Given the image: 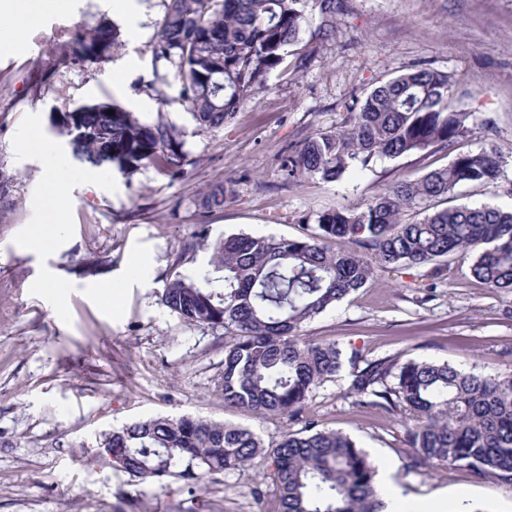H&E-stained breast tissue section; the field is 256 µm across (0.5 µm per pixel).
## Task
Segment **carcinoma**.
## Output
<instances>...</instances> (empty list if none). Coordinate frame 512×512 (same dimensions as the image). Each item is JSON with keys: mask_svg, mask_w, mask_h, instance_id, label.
<instances>
[{"mask_svg": "<svg viewBox=\"0 0 512 512\" xmlns=\"http://www.w3.org/2000/svg\"><path fill=\"white\" fill-rule=\"evenodd\" d=\"M302 0H165L155 60L171 65L182 101L198 128L229 122L243 100L265 88L302 28ZM114 26L72 38L73 58L92 64L118 44ZM446 72L414 69L357 99L339 126L320 130L288 153V181L319 176L337 181L377 159L440 151L448 165L402 179L357 208L319 213L296 238L226 235L209 245L224 273L219 288L177 275L160 302L193 325L224 328V404L257 417L304 421L267 448L251 430L202 418L158 417L106 433L103 455L142 481L177 477L198 483L226 470L267 461L277 512H382L377 471L346 435L305 418L309 393L345 369V395L405 418V467L444 465L474 477L512 482V377L479 375L447 363L394 357L367 359L334 341L300 335L304 323L365 287L377 271L418 269L457 251L474 254L472 273L486 287L512 290V208L446 206L470 184L497 188L502 152L494 141L479 151L457 144L491 120L451 109ZM114 114L109 115L107 111ZM55 126L74 155L132 175L146 165L176 174L186 163L175 128L142 122L116 102L58 114ZM13 177L0 168V214L14 205ZM228 186L211 188L202 205L224 207ZM419 213L422 218L409 220ZM344 240L346 250L331 242Z\"/></svg>", "mask_w": 512, "mask_h": 512, "instance_id": "carcinoma-1", "label": "carcinoma"}]
</instances>
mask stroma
Instances as JSON below:
<instances>
[{"label": "stroma", "mask_w": 512, "mask_h": 512, "mask_svg": "<svg viewBox=\"0 0 512 512\" xmlns=\"http://www.w3.org/2000/svg\"><path fill=\"white\" fill-rule=\"evenodd\" d=\"M164 0H132L127 13L101 0H67L15 16L20 39L0 46V168L13 176L15 207L0 218V512H274L275 488L251 467L188 489L170 478L142 483L98 458L103 432L153 417L192 416L252 429L265 445L300 422L257 418L226 406L223 327L185 323L162 306L170 278L210 271L199 237L245 233L297 236L301 216L355 207L395 182L446 166L447 153L378 160L339 182H288L289 147L341 122L356 96L415 68L447 72L451 104L492 118L512 182V0H337L323 13L304 5L296 43L266 87L223 126L200 131L169 78L153 87V43ZM120 32L97 65L59 64L77 29L101 22ZM113 101L145 123L173 126L187 163L171 175L154 166L126 176L77 160L51 119ZM37 127L73 177L52 209L44 163L26 152ZM231 183L222 209L201 195ZM502 188L465 186L460 204L512 207ZM61 232L25 246L39 218ZM473 255L439 269L378 274L374 282L308 321L302 336L333 341L371 359L445 362L484 375L512 373V293L475 280ZM55 276L58 287L42 282ZM347 373L313 390L307 416L354 439L378 466L382 487L405 505L443 502L446 512H512V484L459 469L404 468L403 421L345 397Z\"/></svg>", "instance_id": "1"}]
</instances>
